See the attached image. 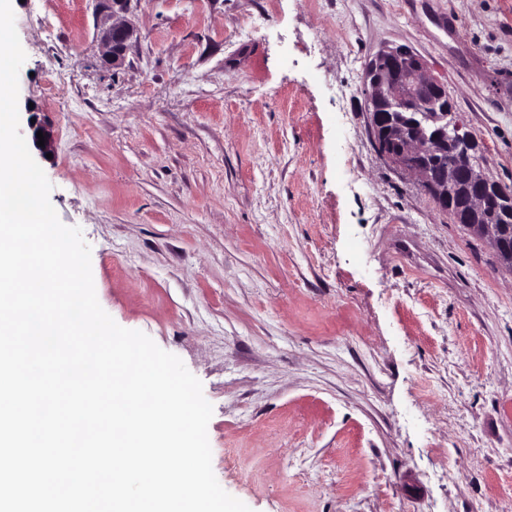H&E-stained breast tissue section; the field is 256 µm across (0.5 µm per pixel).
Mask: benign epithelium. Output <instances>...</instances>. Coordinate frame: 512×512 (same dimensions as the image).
<instances>
[{
	"mask_svg": "<svg viewBox=\"0 0 512 512\" xmlns=\"http://www.w3.org/2000/svg\"><path fill=\"white\" fill-rule=\"evenodd\" d=\"M129 39V29L116 25L109 29L105 43L112 63L121 60ZM374 58L388 61L383 68H367L365 83L372 130L383 146V156L417 174L435 204L456 223L471 225L492 241L498 253L511 252L512 244L501 238L497 225L481 223V215L492 207L512 206V198L503 195L499 183L482 171L474 159L473 139L460 133L451 119L452 109L440 105L442 97L453 99L449 88L430 77L424 61L408 47L382 49ZM29 129L41 155L53 151V135L45 125L37 121ZM39 131L45 140L42 147L37 145ZM445 145L455 150L458 159L434 170L429 160Z\"/></svg>",
	"mask_w": 512,
	"mask_h": 512,
	"instance_id": "obj_1",
	"label": "benign epithelium"
}]
</instances>
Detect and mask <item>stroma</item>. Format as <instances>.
<instances>
[{
	"instance_id": "stroma-1",
	"label": "stroma",
	"mask_w": 512,
	"mask_h": 512,
	"mask_svg": "<svg viewBox=\"0 0 512 512\" xmlns=\"http://www.w3.org/2000/svg\"><path fill=\"white\" fill-rule=\"evenodd\" d=\"M97 299L213 407L251 512H512V273L374 143L404 45L512 187V0H14ZM129 24L122 65L103 36Z\"/></svg>"
}]
</instances>
